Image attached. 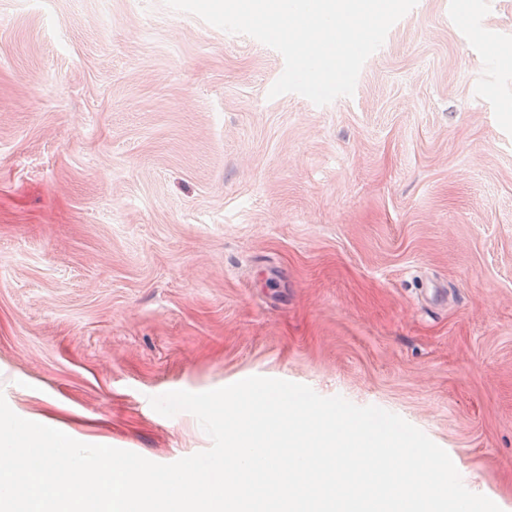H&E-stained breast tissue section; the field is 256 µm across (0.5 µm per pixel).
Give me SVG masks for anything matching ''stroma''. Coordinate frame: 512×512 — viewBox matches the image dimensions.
Instances as JSON below:
<instances>
[{
  "mask_svg": "<svg viewBox=\"0 0 512 512\" xmlns=\"http://www.w3.org/2000/svg\"><path fill=\"white\" fill-rule=\"evenodd\" d=\"M512 0H418L352 96L166 0H0V395L206 450L151 397L252 375L375 405L512 512Z\"/></svg>",
  "mask_w": 512,
  "mask_h": 512,
  "instance_id": "1",
  "label": "stroma"
}]
</instances>
